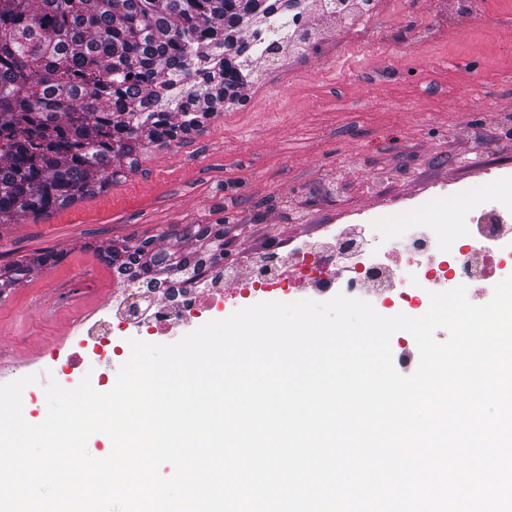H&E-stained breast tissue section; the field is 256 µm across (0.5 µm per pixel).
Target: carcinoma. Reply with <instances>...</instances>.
<instances>
[{
    "label": "carcinoma",
    "instance_id": "carcinoma-1",
    "mask_svg": "<svg viewBox=\"0 0 512 512\" xmlns=\"http://www.w3.org/2000/svg\"><path fill=\"white\" fill-rule=\"evenodd\" d=\"M297 0H0V224L108 191L140 156L191 139L237 109L257 64L309 32L288 29ZM224 224H191V251L154 239L96 246L119 275L158 288L224 258ZM46 251L0 267V295L57 264Z\"/></svg>",
    "mask_w": 512,
    "mask_h": 512
}]
</instances>
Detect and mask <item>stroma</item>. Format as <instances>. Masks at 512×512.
Returning <instances> with one entry per match:
<instances>
[{"mask_svg": "<svg viewBox=\"0 0 512 512\" xmlns=\"http://www.w3.org/2000/svg\"><path fill=\"white\" fill-rule=\"evenodd\" d=\"M429 0H402L397 13L367 24L382 48L322 46L268 69L243 90L240 108L208 120L184 143L156 149L136 172L101 195L36 220L0 224V265L34 251L60 262L0 299V344L15 348V376L38 375L22 394L23 414L46 404L45 386L109 391L131 353L114 330L117 353L95 374L67 365L86 356L75 336L76 310L45 321L58 283L84 282L91 303L106 310L115 286L94 244L154 238L155 249L189 251V224L231 219L226 257L246 265L250 253L289 247L331 224L371 218L416 228L425 209L458 212L463 201L444 187L493 189L488 170H512V0H461L480 16L466 29L446 28L413 54L398 47L415 35ZM235 297L174 324L160 336L177 342L204 323L259 303Z\"/></svg>", "mask_w": 512, "mask_h": 512, "instance_id": "obj_1", "label": "stroma"}]
</instances>
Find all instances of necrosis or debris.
<instances>
[{
  "label": "necrosis or debris",
  "instance_id": "4bbe7bcc",
  "mask_svg": "<svg viewBox=\"0 0 512 512\" xmlns=\"http://www.w3.org/2000/svg\"><path fill=\"white\" fill-rule=\"evenodd\" d=\"M375 10L370 0H348L343 17L323 16L315 0H299L295 7L298 29L309 31L316 41L345 38L369 20ZM491 196L468 194L466 208L445 217L426 215V233L411 234L403 225L387 224L382 238L370 242L351 229L332 226L323 241L296 244L291 250L260 252L252 257L247 273L236 264L224 266L226 283L263 293H277L296 301L297 285L307 284L319 293L347 296L383 304L395 287L409 308L428 310L429 294L451 286L467 285L482 279L485 290H493L498 279L489 266L504 269L512 265V244L493 251L501 225L512 222V174L494 176ZM344 266L343 281H336V266ZM214 273L177 289L172 305H157L131 285L115 289L112 301L115 315L92 313L80 317L74 326L87 337L91 347L101 346L111 335L113 324L124 325L133 336H161L180 318H187L207 307L223 305L226 293L213 287Z\"/></svg>",
  "mask_w": 512,
  "mask_h": 512
}]
</instances>
